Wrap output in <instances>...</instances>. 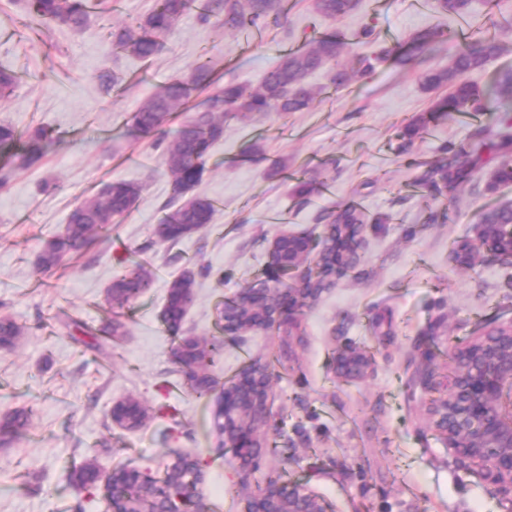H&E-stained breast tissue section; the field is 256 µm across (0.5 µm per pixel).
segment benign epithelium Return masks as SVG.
Wrapping results in <instances>:
<instances>
[{
    "mask_svg": "<svg viewBox=\"0 0 512 512\" xmlns=\"http://www.w3.org/2000/svg\"><path fill=\"white\" fill-rule=\"evenodd\" d=\"M290 247L307 255L313 239L304 234L288 235ZM479 252L498 255L512 263V228L505 236L496 230L478 241ZM270 260L263 273L264 287L243 292L261 299L273 325L293 326L302 315L305 285L317 284L321 267L299 270L301 263L271 243ZM452 369L443 384L444 399L432 407L433 425L448 450L458 459L478 467L499 492L512 491V323L490 328L464 344L451 345ZM341 374L361 379L369 359L354 351L336 358ZM261 389L252 366H246L224 386L220 409L224 412V443L233 448L240 465L255 470L258 431L241 426L247 402ZM246 512H335V508L306 484L266 483L248 502Z\"/></svg>",
    "mask_w": 512,
    "mask_h": 512,
    "instance_id": "obj_1",
    "label": "benign epithelium"
}]
</instances>
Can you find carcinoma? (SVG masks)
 Returning a JSON list of instances; mask_svg holds the SVG:
<instances>
[{
    "mask_svg": "<svg viewBox=\"0 0 512 512\" xmlns=\"http://www.w3.org/2000/svg\"><path fill=\"white\" fill-rule=\"evenodd\" d=\"M103 0H26L29 23L45 27L53 22L68 25L81 31L97 12ZM362 0H310L311 10L326 18H340L358 11ZM435 7L461 19L471 16V0H436ZM197 8L205 19L215 18L225 31L234 34H260L269 25H277L288 12L287 0H155L152 9L133 24L112 26L110 35L115 50L148 60L160 47L162 37L168 34L187 11ZM442 32L426 29L415 34L408 46L395 51L387 50L381 56L395 55L401 64L414 61L423 63ZM346 45L343 34L336 32L308 41L296 49L285 52L280 61L265 74L255 88L243 84L219 83L214 78L211 65L195 62L186 80L166 84L157 94L144 103L133 116L134 124L149 132L161 124L190 113L183 132L167 147L163 155L170 187L169 211L153 234L161 243H176L213 222L217 211L213 200L206 196L187 197L205 172L206 158L212 146L224 137V117L239 121L262 112H302L316 98V90L307 82L312 73L326 70L331 83L338 87L350 85L357 77L372 68L371 58L361 61L355 70L339 63L338 58ZM501 46L495 35L481 33L470 38L448 54V66L421 72V85L435 93L429 108L422 115L409 121L403 128L399 149L406 151L413 140L428 127L451 113L490 112L492 102L503 97L512 98V74H504L489 90H482L467 80V75L484 67L497 56ZM209 90L206 100L199 106L190 103L194 91ZM497 131L489 137L456 150L448 161L433 170L432 188L456 198L472 181L474 174L483 168V153L493 155L495 163L486 177V190L495 192L502 185L512 184V117L505 113L498 116ZM53 143L50 130L33 126L25 131L0 123V157L7 160L13 151L22 146L29 159L44 153ZM140 185L123 180L107 182L100 192L85 198L67 216L64 231L45 242L39 254V264L45 270L58 267L69 258L80 257L91 241L107 231L112 220L128 214L141 196ZM329 226L324 228V244L336 240L341 224H363L364 216L353 205L326 216ZM496 224L507 230L512 227V206L487 207L478 215L476 228ZM195 272L191 268L173 280L169 287L162 321L166 330L177 340L179 357L187 362L202 360L201 370L188 377L191 387L199 397L209 392L212 380L207 373L209 363L223 352V347L205 338L180 335L186 311L193 301ZM152 285L151 272L140 264H130L126 273L113 281L107 289V301L112 308L130 309L132 303ZM22 328L10 317H0V347H13ZM147 409L135 398H127L112 405L109 418L112 423L136 430L143 426ZM31 413L15 410L0 416V443L7 445L27 430ZM115 481L103 487L107 510L112 502L125 498L137 489L141 495L149 490L139 483L140 470L127 464L115 469ZM71 479L84 488L96 487L101 481L95 460L87 458L74 466ZM163 481L167 486L184 494L187 486H197L199 480L193 470L166 469Z\"/></svg>",
    "mask_w": 512,
    "mask_h": 512,
    "instance_id": "1",
    "label": "carcinoma"
}]
</instances>
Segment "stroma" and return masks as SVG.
I'll list each match as a JSON object with an SVG mask.
<instances>
[{
  "label": "stroma",
  "instance_id": "35a3bbf8",
  "mask_svg": "<svg viewBox=\"0 0 512 512\" xmlns=\"http://www.w3.org/2000/svg\"><path fill=\"white\" fill-rule=\"evenodd\" d=\"M471 14L501 45L469 76L483 88L512 73V0H472ZM367 25L368 41L360 37ZM460 25L457 16L416 8L413 0H363L339 20L314 14L309 0H288L286 18L260 42L244 44L191 11L159 53L142 61L114 51L98 22L82 32L62 23L37 29L23 0H0V67L20 76L0 97V122L20 130L42 125L57 136L39 160L15 159L0 187V316L22 328L12 349H0V414L33 412L29 431L0 446V512H105L100 491L69 481L71 463L92 456L105 476L120 462L156 475L177 453L200 462L212 512H244L256 487L282 470L309 481L338 512H512V494L491 493L473 464L449 456L428 413L435 392L424 384L427 370L447 375L449 340L463 343L512 322V266L485 254L467 267L452 253L459 240L474 237L481 209L512 203V187L486 192L480 173L452 200L418 181L494 120L465 125L449 115L408 154H396L400 128L432 95L418 67L379 57L437 28L445 37L428 63L447 65ZM335 31L347 37L343 62L370 57L372 70L340 89L314 72L308 82L320 94L308 111L225 121L195 188L220 201L214 223L177 243H158L153 226L171 196L163 154L185 121L145 134L132 114L166 83L187 77L200 53L221 82L255 87L283 51ZM105 69L122 79L108 92L99 81ZM113 179L142 185L135 207L84 257L43 271L45 241L62 233L73 206ZM304 183L310 190L302 195ZM351 202L372 219L360 262L305 310L303 344L286 353L269 330L223 336L224 352L210 368L218 386L198 398L160 320L170 282L194 269L195 300L183 328L222 336L225 297L264 271L272 240L319 236L322 216ZM273 212L280 223H267ZM134 259L151 270L153 286L125 315L120 344L104 354L90 350L75 325L99 328L110 319L106 290ZM354 347L375 351L360 380L345 379L332 362ZM256 358L283 361L270 380L263 427L278 451L263 452L245 475L224 443L218 401L222 385ZM126 397L150 410L146 427L134 433L108 417Z\"/></svg>",
  "mask_w": 512,
  "mask_h": 512
}]
</instances>
